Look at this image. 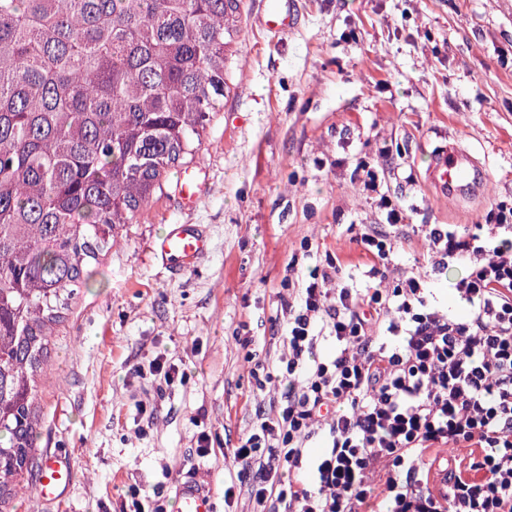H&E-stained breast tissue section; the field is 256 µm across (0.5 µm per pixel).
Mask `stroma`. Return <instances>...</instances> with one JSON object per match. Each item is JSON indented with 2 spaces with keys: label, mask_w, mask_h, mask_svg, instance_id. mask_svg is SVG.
<instances>
[{
  "label": "stroma",
  "mask_w": 512,
  "mask_h": 512,
  "mask_svg": "<svg viewBox=\"0 0 512 512\" xmlns=\"http://www.w3.org/2000/svg\"><path fill=\"white\" fill-rule=\"evenodd\" d=\"M266 5L244 4L229 91L202 149L91 262L59 325L39 449L70 456L77 474L59 500L39 503L29 489L12 512H132L136 498L176 512L185 480L212 492L215 512H252L253 473L231 452L281 393L275 379L257 388L252 370L274 371L284 351L289 282L332 261L346 284H367L373 260L355 237L380 211L352 179L358 162L381 170L383 192L407 213L389 274L415 272L468 316L449 288L465 263L435 271L422 227L467 234L512 205V0H293L296 25L281 35L261 25ZM448 133L488 174L462 209L426 180ZM187 168L203 182L191 207L177 191ZM172 224L209 235L208 255L184 272L148 251ZM159 363L181 378L164 382Z\"/></svg>",
  "instance_id": "stroma-1"
}]
</instances>
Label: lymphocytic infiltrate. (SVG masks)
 <instances>
[{
  "mask_svg": "<svg viewBox=\"0 0 512 512\" xmlns=\"http://www.w3.org/2000/svg\"><path fill=\"white\" fill-rule=\"evenodd\" d=\"M378 208L381 226L358 239L377 261L369 286L348 287L333 264L302 279L288 304L281 402L233 457L255 471L259 512H365L375 501L381 512H512V207L493 209L473 234L424 230L435 269L469 263L451 284L465 319L416 276L389 278V231L405 214L384 194ZM322 335L334 343L323 357ZM321 431L325 446L311 453ZM444 445L470 454L450 462L437 495L423 457Z\"/></svg>",
  "mask_w": 512,
  "mask_h": 512,
  "instance_id": "obj_1",
  "label": "lymphocytic infiltrate"
}]
</instances>
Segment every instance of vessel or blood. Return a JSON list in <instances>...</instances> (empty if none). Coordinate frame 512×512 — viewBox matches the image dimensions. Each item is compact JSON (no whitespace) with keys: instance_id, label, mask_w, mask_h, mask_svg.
<instances>
[{"instance_id":"obj_1","label":"vessel or blood","mask_w":512,"mask_h":512,"mask_svg":"<svg viewBox=\"0 0 512 512\" xmlns=\"http://www.w3.org/2000/svg\"><path fill=\"white\" fill-rule=\"evenodd\" d=\"M263 26L284 34L295 26V15L282 0H269ZM427 180L449 205L465 206L477 199L487 180L480 161L456 139L439 147L426 171ZM210 248L204 230L196 224L170 225L164 235L151 244V251L173 270L194 267ZM74 477V464L62 454L45 455L40 464L35 494L38 500H55L64 495ZM177 512H214L211 495L200 485L187 482L176 491Z\"/></svg>"}]
</instances>
